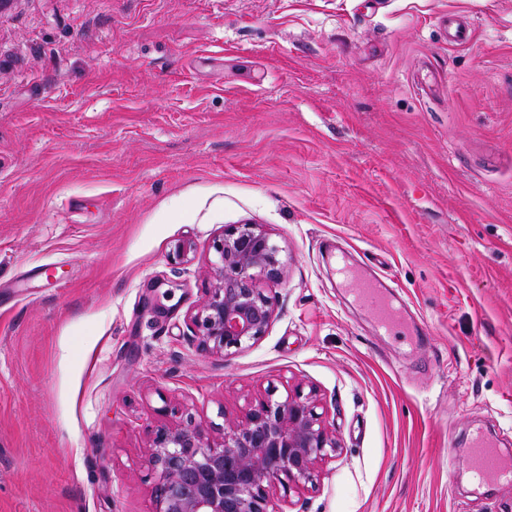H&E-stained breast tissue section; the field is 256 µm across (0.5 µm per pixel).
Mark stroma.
I'll use <instances>...</instances> for the list:
<instances>
[{
  "mask_svg": "<svg viewBox=\"0 0 512 512\" xmlns=\"http://www.w3.org/2000/svg\"><path fill=\"white\" fill-rule=\"evenodd\" d=\"M239 224L284 274L214 356ZM295 387L340 448L276 512H512L465 453H512V0H0V512H155L166 406L210 442ZM217 283L187 319L206 353L224 356L263 336L274 315L261 287L277 283L284 265L280 247L260 224H240L214 238ZM355 292L361 305L381 328L402 329L398 311L374 281L357 279Z\"/></svg>",
  "mask_w": 512,
  "mask_h": 512,
  "instance_id": "obj_1",
  "label": "stroma"
}]
</instances>
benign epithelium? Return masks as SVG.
<instances>
[{
    "instance_id": "1",
    "label": "benign epithelium",
    "mask_w": 512,
    "mask_h": 512,
    "mask_svg": "<svg viewBox=\"0 0 512 512\" xmlns=\"http://www.w3.org/2000/svg\"><path fill=\"white\" fill-rule=\"evenodd\" d=\"M211 249L217 283L187 319L202 350L224 356L265 334L274 309L261 284L279 282L284 265L260 224L225 229ZM317 408L298 391L284 399L270 391L242 419L224 420L213 442L178 421L159 426L147 449L156 512H276L275 484L314 483L338 448Z\"/></svg>"
}]
</instances>
